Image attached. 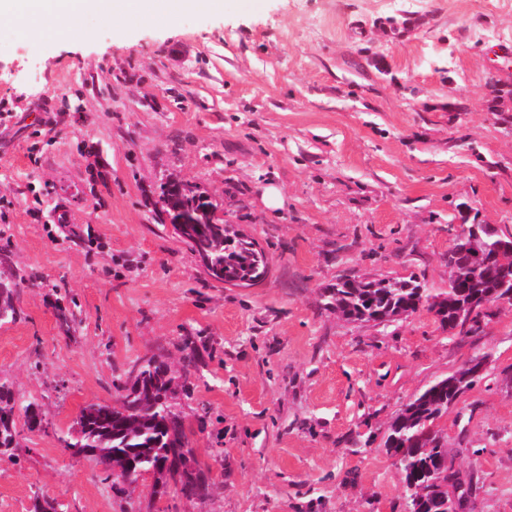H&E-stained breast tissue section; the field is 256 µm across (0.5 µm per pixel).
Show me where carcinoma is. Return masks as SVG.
I'll list each match as a JSON object with an SVG mask.
<instances>
[{
    "label": "carcinoma",
    "instance_id": "cac0c4a2",
    "mask_svg": "<svg viewBox=\"0 0 512 512\" xmlns=\"http://www.w3.org/2000/svg\"><path fill=\"white\" fill-rule=\"evenodd\" d=\"M183 205L196 213V223L184 225L183 236L209 255L218 280L243 279L262 263L251 239L225 224L210 223L212 202L192 195ZM452 249L448 268L456 287L444 294L432 293L413 277L339 281L325 290L326 305L349 321L382 323L408 316L427 304L453 329L460 312L472 302L498 298L503 283L512 285V239L488 225L478 235L456 239ZM17 287L13 275L0 272V323L18 317ZM135 366L137 375L122 386L124 393L117 403L83 407L82 421L62 442L68 448L87 449L88 459L102 468L114 489L119 486L115 470L134 464L153 473L161 496L170 489L186 498L207 495L211 478L209 472L188 466V438L172 390L180 379L183 394H191L186 380L198 371L196 349L186 354L178 372L154 356L140 358ZM474 384L469 369L439 379L405 404L387 427L384 445L398 458L412 512H448V484L454 483L455 471L435 423ZM34 405L0 379V415ZM16 447L15 423L0 418V453L15 463Z\"/></svg>",
    "mask_w": 512,
    "mask_h": 512
}]
</instances>
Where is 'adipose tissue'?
Masks as SVG:
<instances>
[{
    "label": "adipose tissue",
    "instance_id": "ef3b65f1",
    "mask_svg": "<svg viewBox=\"0 0 512 512\" xmlns=\"http://www.w3.org/2000/svg\"><path fill=\"white\" fill-rule=\"evenodd\" d=\"M206 3L207 0H0V17L8 18L27 35L68 41L76 35L77 22L89 13L106 17L120 8L142 18L161 9L174 19L184 8Z\"/></svg>",
    "mask_w": 512,
    "mask_h": 512
}]
</instances>
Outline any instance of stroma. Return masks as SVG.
Listing matches in <instances>:
<instances>
[{
    "label": "stroma",
    "instance_id": "stroma-1",
    "mask_svg": "<svg viewBox=\"0 0 512 512\" xmlns=\"http://www.w3.org/2000/svg\"><path fill=\"white\" fill-rule=\"evenodd\" d=\"M79 27L0 19V270L22 280L0 377L49 423L18 424L0 512H407L387 426L477 356L441 442L472 485L457 512H512V303L465 335L425 309L350 322L323 296L345 277L444 292L460 225L512 234V111L485 106L489 81L512 85V0H219ZM171 180L255 241L264 281L206 279L161 214ZM189 342L176 401L210 493L116 494L59 439L138 358L177 370Z\"/></svg>",
    "mask_w": 512,
    "mask_h": 512
}]
</instances>
